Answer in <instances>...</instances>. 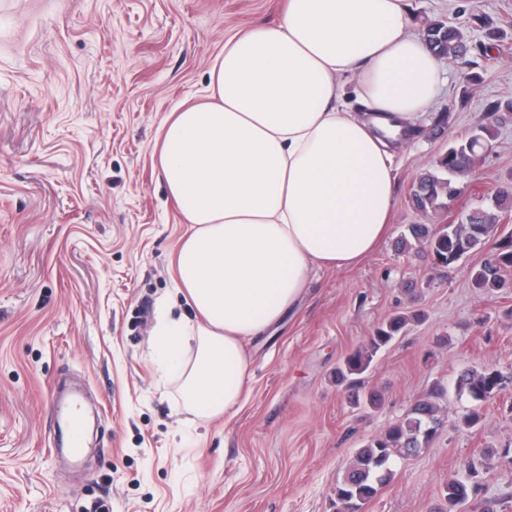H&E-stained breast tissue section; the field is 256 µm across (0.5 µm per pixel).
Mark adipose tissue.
Returning <instances> with one entry per match:
<instances>
[{
	"instance_id": "obj_1",
	"label": "adipose tissue",
	"mask_w": 512,
	"mask_h": 512,
	"mask_svg": "<svg viewBox=\"0 0 512 512\" xmlns=\"http://www.w3.org/2000/svg\"><path fill=\"white\" fill-rule=\"evenodd\" d=\"M348 76L354 108L336 92ZM439 85L409 0H286L279 23L225 42L204 98L166 117L158 177L188 226L174 291L196 318L161 316L154 341L175 368L195 349V412L231 414L248 372L243 339L276 325L313 270L356 267L387 235L393 150Z\"/></svg>"
}]
</instances>
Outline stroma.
I'll return each instance as SVG.
<instances>
[{"label": "stroma", "instance_id": "obj_1", "mask_svg": "<svg viewBox=\"0 0 512 512\" xmlns=\"http://www.w3.org/2000/svg\"><path fill=\"white\" fill-rule=\"evenodd\" d=\"M285 0H0V512H336L334 490L366 442L444 384L448 426L397 462L363 512H441L449 476L484 452L489 473L469 512H512V271L482 294L471 267L487 248L436 269L399 250L406 225L458 222L512 188V122L433 218L410 194L487 102L512 99V0H410L421 31L469 32L481 83L441 61L437 98L393 161L391 230L357 268L314 270L296 310L244 344L249 379L230 420L187 407L180 374L160 368L161 312L194 317L172 293L187 229L154 168L158 130L206 93L225 40L278 23ZM423 312L366 374L377 408L353 406L334 370L395 314ZM498 369L511 382L481 408L455 380ZM98 415L80 468L56 452L57 387Z\"/></svg>", "mask_w": 512, "mask_h": 512}]
</instances>
